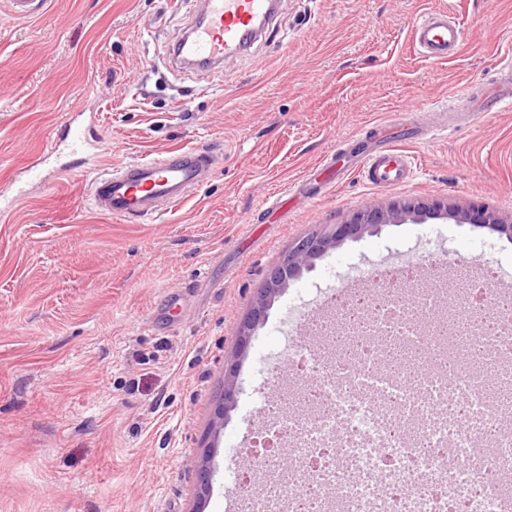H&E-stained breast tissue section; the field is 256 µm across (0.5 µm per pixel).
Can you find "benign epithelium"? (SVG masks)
Returning <instances> with one entry per match:
<instances>
[{"instance_id": "obj_1", "label": "benign epithelium", "mask_w": 512, "mask_h": 512, "mask_svg": "<svg viewBox=\"0 0 512 512\" xmlns=\"http://www.w3.org/2000/svg\"><path fill=\"white\" fill-rule=\"evenodd\" d=\"M429 220H452L457 224H482L492 231L512 238V223L499 216L477 211L462 200L448 202L433 200L431 202L398 200L387 205L366 207L350 214L345 223L336 225L329 237H310L299 241L283 257L282 261L271 269L266 278L263 293L255 301L249 316L241 324L237 336L238 354L242 355L250 343L255 329L263 323L268 301L288 287V283L300 277L303 270L312 265L314 259L321 257L348 240L358 239L366 234H374L385 224H423ZM236 401V384L234 372H229L224 379V396L215 407L211 418V430L215 433L224 428V414ZM212 444L194 462L198 473V492L196 512H203V502L210 495V462Z\"/></svg>"}]
</instances>
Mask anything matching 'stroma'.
Returning <instances> with one entry per match:
<instances>
[{
    "mask_svg": "<svg viewBox=\"0 0 512 512\" xmlns=\"http://www.w3.org/2000/svg\"><path fill=\"white\" fill-rule=\"evenodd\" d=\"M197 2L52 0L20 20L0 0V188L74 112L96 113L112 165L191 146L223 156L178 207L142 220L94 212L87 183L50 168L0 216V512H193L194 461L233 363L205 506L224 512L228 468L245 466L260 405L288 380L268 356L289 321L318 316L317 288L353 263L437 252L451 282L495 259L512 284V240L490 229L388 224L315 260L235 360L268 272L351 212L440 198L512 217V106H473L512 54V0H281L250 52L207 76L165 60ZM447 6L464 41L424 58L412 27ZM425 107L449 109L448 131L422 133ZM379 124L414 160L405 183L377 188L353 168L265 211L331 151L370 147ZM235 375L230 371L224 379V396L215 407L211 418V430L216 434L224 428V414H226L236 401Z\"/></svg>",
    "mask_w": 512,
    "mask_h": 512,
    "instance_id": "35a3bbf8",
    "label": "stroma"
}]
</instances>
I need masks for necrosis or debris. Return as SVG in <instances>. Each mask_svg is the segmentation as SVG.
I'll use <instances>...</instances> for the list:
<instances>
[{
  "mask_svg": "<svg viewBox=\"0 0 512 512\" xmlns=\"http://www.w3.org/2000/svg\"><path fill=\"white\" fill-rule=\"evenodd\" d=\"M415 268L411 262L375 274L388 287L382 294L347 298L337 290L325 291L339 316H370L373 336L356 348L353 363L336 355L328 336L319 349L292 341L283 350L295 376L312 381L299 398L308 419L285 418L270 402L263 406L270 422L260 438L288 439L295 456L278 488L283 512H512V479L504 475L512 429L499 427L492 392L503 385L505 356L512 353V302L498 295L494 273L456 303L465 334H443L432 352L437 361L463 358L467 337L492 335L503 358L484 357L467 366L457 387L444 396L451 400L457 388L468 389L486 424L498 427L496 437L478 439L469 423L454 418L411 426L403 412L417 393L401 384L399 373L374 379L371 394L355 390V379L368 364L390 357L388 340L405 333V313L392 307L389 290L413 282Z\"/></svg>",
  "mask_w": 512,
  "mask_h": 512,
  "instance_id": "4bbe7bcc",
  "label": "necrosis or debris"
}]
</instances>
